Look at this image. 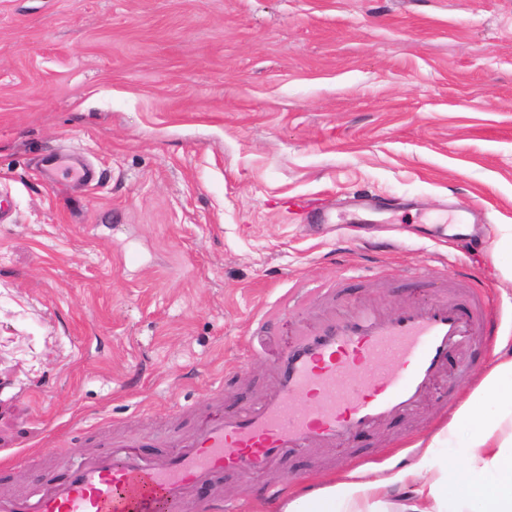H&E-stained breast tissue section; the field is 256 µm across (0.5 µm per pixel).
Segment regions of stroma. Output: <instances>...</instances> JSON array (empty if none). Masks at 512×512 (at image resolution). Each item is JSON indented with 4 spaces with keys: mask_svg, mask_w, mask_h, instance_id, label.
Segmentation results:
<instances>
[{
    "mask_svg": "<svg viewBox=\"0 0 512 512\" xmlns=\"http://www.w3.org/2000/svg\"><path fill=\"white\" fill-rule=\"evenodd\" d=\"M61 151L96 180L48 177ZM1 196V492L259 397L320 319L258 326L299 288L484 289L512 338V254L456 232L475 204L512 225V0H0ZM494 359L453 354L416 416L297 457L287 490L418 464ZM276 480L224 501L272 512Z\"/></svg>",
    "mask_w": 512,
    "mask_h": 512,
    "instance_id": "stroma-1",
    "label": "stroma"
}]
</instances>
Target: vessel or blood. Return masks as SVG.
Wrapping results in <instances>:
<instances>
[{"label":"vessel or blood","mask_w":512,"mask_h":512,"mask_svg":"<svg viewBox=\"0 0 512 512\" xmlns=\"http://www.w3.org/2000/svg\"><path fill=\"white\" fill-rule=\"evenodd\" d=\"M45 163L55 174L94 180L68 156ZM321 307L322 322L289 344L269 391L175 436L163 461L91 455L49 475L36 495L0 494V512H210L221 473L250 480L417 412L452 352L487 336L497 316L486 291L444 290L389 313L338 299Z\"/></svg>","instance_id":"obj_1"}]
</instances>
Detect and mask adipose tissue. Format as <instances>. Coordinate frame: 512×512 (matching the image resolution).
<instances>
[{"mask_svg": "<svg viewBox=\"0 0 512 512\" xmlns=\"http://www.w3.org/2000/svg\"><path fill=\"white\" fill-rule=\"evenodd\" d=\"M481 374L469 398L393 477L330 481L289 498L281 512H512V354Z\"/></svg>", "mask_w": 512, "mask_h": 512, "instance_id": "ef3b65f1", "label": "adipose tissue"}]
</instances>
